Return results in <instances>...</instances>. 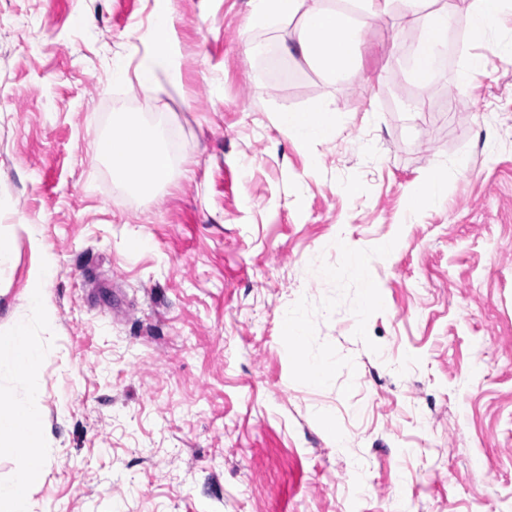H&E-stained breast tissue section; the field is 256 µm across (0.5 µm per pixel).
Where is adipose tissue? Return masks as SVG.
Instances as JSON below:
<instances>
[{"label": "adipose tissue", "instance_id": "1", "mask_svg": "<svg viewBox=\"0 0 512 512\" xmlns=\"http://www.w3.org/2000/svg\"><path fill=\"white\" fill-rule=\"evenodd\" d=\"M169 3L161 0L154 14L149 30L151 50L138 58L135 67L122 61L112 66L113 82L135 83L147 99L159 97L162 77L176 74L171 53L174 17ZM425 5L426 0H354V10L349 13L326 7L324 0H249L246 28L251 31L300 16L298 38L295 44L282 45V54L301 56L339 82L359 72L361 33L368 21L399 9L409 14L421 12L425 22L408 68L415 81L425 84L444 65L453 21L447 6L429 11ZM276 125L286 138L307 145L331 139L336 120L331 101L324 98L307 111L278 112ZM97 149L105 157L113 181L141 194H151L173 178L172 156L162 144L159 130L138 114H119L112 133L98 142ZM40 360L24 324H16L12 334L0 337V374L19 372L36 380ZM42 424L37 392H30L25 405L0 406V451L14 453L17 460L13 479L0 483V512H30L32 479L37 472L33 450L41 444Z\"/></svg>", "mask_w": 512, "mask_h": 512}]
</instances>
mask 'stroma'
I'll return each instance as SVG.
<instances>
[{
    "mask_svg": "<svg viewBox=\"0 0 512 512\" xmlns=\"http://www.w3.org/2000/svg\"><path fill=\"white\" fill-rule=\"evenodd\" d=\"M447 3L431 84L405 67L423 18L397 13L349 81L300 60L272 85L260 56L298 17L171 0L179 77L149 101L112 62L150 50L156 0H0V336L24 323L42 354L32 512H512V14L475 41L473 0ZM322 98L330 141L276 128ZM122 112L180 170L132 203L94 146ZM438 170L445 202L408 218Z\"/></svg>",
    "mask_w": 512,
    "mask_h": 512,
    "instance_id": "35a3bbf8",
    "label": "stroma"
}]
</instances>
